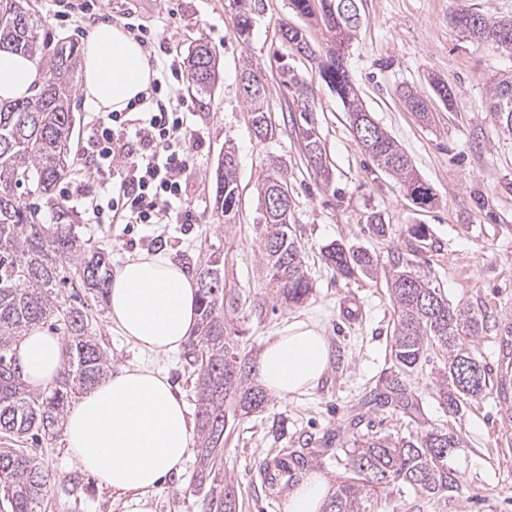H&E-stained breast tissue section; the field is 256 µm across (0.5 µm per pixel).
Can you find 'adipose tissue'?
<instances>
[{
  "label": "adipose tissue",
  "mask_w": 512,
  "mask_h": 512,
  "mask_svg": "<svg viewBox=\"0 0 512 512\" xmlns=\"http://www.w3.org/2000/svg\"><path fill=\"white\" fill-rule=\"evenodd\" d=\"M85 101L101 112L123 110L145 93L155 76L140 43L121 27H97L81 59ZM42 77L31 60L0 52V97L21 98ZM198 284L168 256L140 253L114 274L108 317L138 351L148 356L179 352L198 327ZM23 377L34 392L48 390L63 370L64 341L32 327L16 345ZM328 363L324 336L294 322L268 340L258 379L269 392L291 396L315 387ZM67 452L86 471L124 499L128 512H155L153 495L165 477L178 473L193 447L184 402L159 368L137 363L119 368L83 391L62 422ZM328 486L305 477L289 494L284 512H322Z\"/></svg>",
  "instance_id": "1"
}]
</instances>
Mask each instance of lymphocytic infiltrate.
<instances>
[{"label":"lymphocytic infiltrate","mask_w":512,"mask_h":512,"mask_svg":"<svg viewBox=\"0 0 512 512\" xmlns=\"http://www.w3.org/2000/svg\"><path fill=\"white\" fill-rule=\"evenodd\" d=\"M155 69L149 93L90 122L88 142L99 182L63 192L64 201L86 204L90 223L152 224L162 214L179 224L193 221L184 207L191 154L180 137L187 115L161 95L169 80L167 65Z\"/></svg>","instance_id":"lymphocytic-infiltrate-1"}]
</instances>
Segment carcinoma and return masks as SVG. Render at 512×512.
Returning a JSON list of instances; mask_svg holds the SVG:
<instances>
[{
	"label": "carcinoma",
	"mask_w": 512,
	"mask_h": 512,
	"mask_svg": "<svg viewBox=\"0 0 512 512\" xmlns=\"http://www.w3.org/2000/svg\"><path fill=\"white\" fill-rule=\"evenodd\" d=\"M9 0H0V51L33 59L44 79L33 92L14 100L0 99V437L23 443L49 437L59 426L72 395L97 383L108 358L89 334L86 312L59 300L65 283L64 265L75 266L77 283L71 287L107 293L111 271L110 253L87 252L72 231L69 213L58 211L57 223L44 224L39 208L24 206L17 190L53 201V191L70 168L75 127V75L81 47L75 40H54L34 9L22 17L12 14ZM256 0H230L235 8L236 30L247 40ZM320 16L333 33L336 47L318 61L319 74L336 94L348 114L354 137L377 166L395 177L421 208L435 200L432 188L420 177L411 158L388 132L367 122L355 127L367 113L339 47L350 41L361 26L357 0H320ZM455 23L471 37L512 49V19L491 22L477 12L463 11ZM187 73L200 92L215 86L216 59L200 40L187 53ZM282 84L302 96L299 133L309 164L329 174L318 126L304 85L288 64L281 65ZM407 108L418 118L428 116V104L411 89L403 92ZM254 134L261 139L275 135L267 96L247 98ZM490 111L503 132L512 133V76L494 84ZM279 188L292 193L288 176L272 165L258 191ZM213 196L225 222L236 215L240 201L235 151L226 146L214 173ZM261 254L268 284L276 300L285 306L303 303L313 282L300 243L289 217L274 210L262 212ZM325 263L336 274L384 275L397 312L392 336V354L399 368L412 372L433 348L445 363L436 378L437 395L452 414L467 401L481 396L489 386L486 368L472 385L461 379L465 365L478 363L470 342L483 331V323L471 309L449 305L448 298L412 260L393 253L381 266L361 249L332 243L324 248ZM199 327L190 340L195 369L197 432L199 439L197 487L203 492L204 512H236L232 481L224 479V431L229 417H243L265 403L266 395L255 384L257 366L244 354L231 335L228 315L239 308V298L224 286V258L209 254L197 270ZM56 318L67 329L69 360L55 386L46 394H34L21 378L11 344L30 327ZM377 405L397 403L416 409L400 383L373 394ZM462 447L455 432L433 428L420 435L363 434L346 451L353 476L339 483L323 512H374V502L386 488L400 485L440 498L461 491V484L448 467V449ZM50 483L48 471L29 448H0V494L10 512H38Z\"/></svg>",
	"instance_id": "obj_1"
}]
</instances>
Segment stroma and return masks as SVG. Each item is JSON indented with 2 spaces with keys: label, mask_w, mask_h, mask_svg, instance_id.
I'll return each mask as SVG.
<instances>
[{
  "label": "stroma",
  "mask_w": 512,
  "mask_h": 512,
  "mask_svg": "<svg viewBox=\"0 0 512 512\" xmlns=\"http://www.w3.org/2000/svg\"><path fill=\"white\" fill-rule=\"evenodd\" d=\"M100 11L124 25V13L161 32L168 61L182 64L196 40L211 46L218 62L212 92L196 91L190 80L177 86L187 99L188 123L203 145L192 155L186 203L191 224H89L71 210L73 230L88 249L104 248L120 267L138 252L164 251L175 262L196 269L209 248L224 255V282L240 298L232 326L239 346L258 358L266 339L299 320L325 336L328 366L320 383L306 393L266 404L224 433V463L238 492L236 512H284L286 495L269 487L261 473L266 460L282 450L303 453L308 464L295 480L324 476L329 486L349 476L342 451L354 430L350 419L366 413L372 431L423 434L434 427L456 431L463 446L448 460L462 490L430 499L406 488L379 497L375 512H512V424L502 422L501 364L512 347V135L496 131L488 109L495 78L512 75V50L469 37L452 22L471 10L492 22L512 19V0H360L362 25L344 46L348 70L367 109L409 155L431 185L435 204L418 209L403 186L382 171L355 139L341 101L322 82L315 61L291 52L280 31L303 29L316 52L326 49L321 20L295 14L289 0H258L249 42L238 39L229 0H99ZM288 63L302 78L316 109L315 118L330 167L322 178L308 165L290 121L298 112L295 89L280 82ZM265 75L274 139L251 130L241 89L246 64ZM442 80L452 103L436 95ZM412 88L427 100L431 114L420 120L401 99ZM235 149L241 200L232 221L214 208L212 179L224 145ZM288 173L293 188L290 221L301 244L313 290L297 306H280L266 285L259 248L262 215L257 185L271 163ZM389 226L386 236L368 228L371 213ZM424 228L425 237L414 234ZM332 243L362 249L387 260L404 253L447 296L450 304L471 308L484 320L471 351L486 367L491 384L459 414H449L436 394L435 377L443 357L430 353L406 373L391 352L394 306L384 278H337L322 259ZM92 336L105 349L111 369L141 362L107 317L104 298L81 293ZM400 381L419 403L422 415L389 405L366 411L364 403L387 382ZM51 472L41 512H126L121 499L83 472L69 457L61 435L43 440L37 452ZM196 459L166 479L155 495V512H203L196 488ZM80 476L79 487L70 479Z\"/></svg>",
  "instance_id": "1"
}]
</instances>
